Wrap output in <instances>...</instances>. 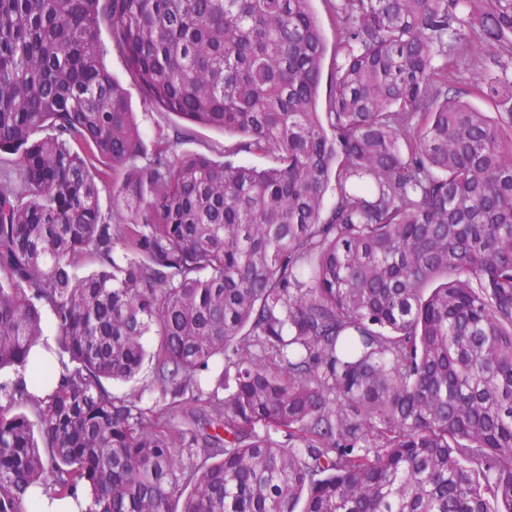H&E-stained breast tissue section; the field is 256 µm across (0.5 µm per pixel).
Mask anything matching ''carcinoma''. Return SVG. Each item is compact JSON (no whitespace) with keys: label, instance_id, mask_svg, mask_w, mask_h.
Returning <instances> with one entry per match:
<instances>
[{"label":"carcinoma","instance_id":"carcinoma-1","mask_svg":"<svg viewBox=\"0 0 512 512\" xmlns=\"http://www.w3.org/2000/svg\"><path fill=\"white\" fill-rule=\"evenodd\" d=\"M312 2L0 0V512H512V71L473 58L493 116L448 78L512 0H328L323 100ZM103 27L272 164L171 159L185 126L137 164ZM147 362L149 412L104 385ZM314 12L323 28L326 53L323 59L321 99L325 97L332 74L336 68V62H340L341 56H336V47L339 41V34L334 22L333 13L329 3L325 0H313Z\"/></svg>","mask_w":512,"mask_h":512}]
</instances>
